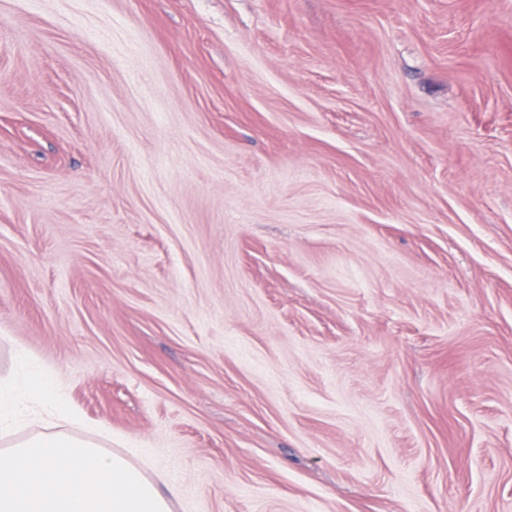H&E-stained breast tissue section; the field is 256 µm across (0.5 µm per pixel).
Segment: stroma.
<instances>
[{"label":"stroma","mask_w":512,"mask_h":512,"mask_svg":"<svg viewBox=\"0 0 512 512\" xmlns=\"http://www.w3.org/2000/svg\"><path fill=\"white\" fill-rule=\"evenodd\" d=\"M171 512H512V0H0V378Z\"/></svg>","instance_id":"stroma-1"}]
</instances>
